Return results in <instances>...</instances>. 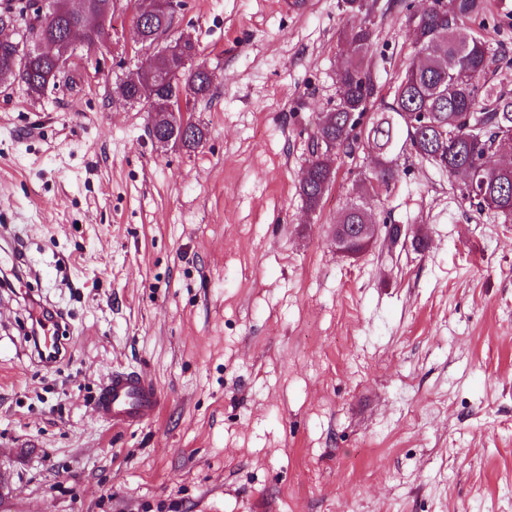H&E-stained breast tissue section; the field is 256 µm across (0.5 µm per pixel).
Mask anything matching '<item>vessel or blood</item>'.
<instances>
[{"instance_id": "vessel-or-blood-1", "label": "vessel or blood", "mask_w": 512, "mask_h": 512, "mask_svg": "<svg viewBox=\"0 0 512 512\" xmlns=\"http://www.w3.org/2000/svg\"><path fill=\"white\" fill-rule=\"evenodd\" d=\"M38 316L43 322L45 335L43 346L37 349L38 357L42 363L51 365L63 353L62 340L54 333L58 318L43 308L39 309ZM160 405L161 398L146 376L115 370L100 387L95 410L98 415L108 419L113 427L125 428L154 417Z\"/></svg>"}]
</instances>
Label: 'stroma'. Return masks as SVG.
<instances>
[{
    "label": "stroma",
    "mask_w": 512,
    "mask_h": 512,
    "mask_svg": "<svg viewBox=\"0 0 512 512\" xmlns=\"http://www.w3.org/2000/svg\"><path fill=\"white\" fill-rule=\"evenodd\" d=\"M405 1L183 0L172 33L220 76L192 151L114 93L130 30L43 96L0 84V227L30 270L0 288V512H512V224L408 152L375 215L404 234L359 257L328 234L371 153L337 160L316 212L298 194L340 34L369 20L389 100ZM461 25L512 93V0ZM36 298L68 347L49 366ZM115 368L157 386L155 417L96 414Z\"/></svg>",
    "instance_id": "1"
}]
</instances>
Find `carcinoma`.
I'll list each match as a JSON object with an SVG mask.
<instances>
[{"instance_id": "carcinoma-1", "label": "carcinoma", "mask_w": 512, "mask_h": 512, "mask_svg": "<svg viewBox=\"0 0 512 512\" xmlns=\"http://www.w3.org/2000/svg\"><path fill=\"white\" fill-rule=\"evenodd\" d=\"M55 14H40V0H3L0 21L13 24V43L0 44V83L18 80L34 94L43 93L65 74L68 48L65 34L83 27L87 19L71 4L57 0ZM107 27L115 19L114 0H81ZM488 0H427L418 12L407 14L413 35L414 58L399 76L389 102L374 100L368 68L373 30L361 23L345 36V50L336 70L338 103L316 123L312 159L301 178L298 194L307 211H316L336 175L335 161L362 146L374 154L371 172L361 179L355 198L343 212L342 237L331 245L354 256L367 249L357 227L375 223L372 202L381 189L398 177L393 155L411 151L445 174L460 198L478 213L489 212L512 224V158H494L496 151L512 152V95L487 77L490 59L484 37L465 34L459 21L483 14ZM175 17L158 9L151 16L150 40L141 67L149 74L122 80L114 92L148 112V132L159 143L174 141L197 148L204 138L200 125L187 116V128L170 114L169 104L181 88L193 100L210 96L218 76L203 64L193 66L196 44L180 37L184 56L162 52ZM100 33H88L79 50L90 59L103 46ZM426 113L425 121L418 120Z\"/></svg>"}]
</instances>
